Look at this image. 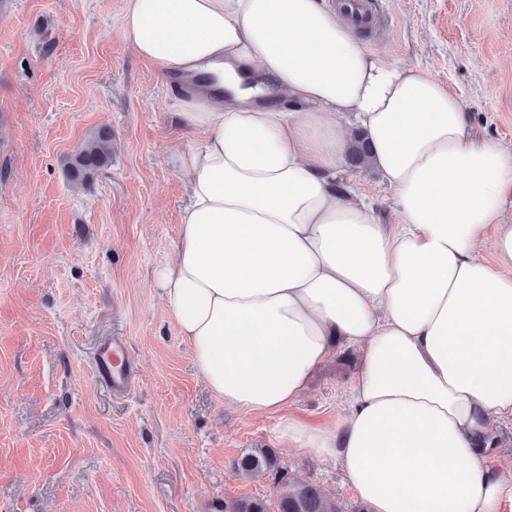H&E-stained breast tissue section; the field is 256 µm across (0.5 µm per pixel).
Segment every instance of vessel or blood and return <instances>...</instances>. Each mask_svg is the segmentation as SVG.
I'll use <instances>...</instances> for the list:
<instances>
[{"instance_id": "b4317fda", "label": "vessel or blood", "mask_w": 512, "mask_h": 512, "mask_svg": "<svg viewBox=\"0 0 512 512\" xmlns=\"http://www.w3.org/2000/svg\"><path fill=\"white\" fill-rule=\"evenodd\" d=\"M92 374L113 397L125 398L134 393L139 384V369L131 357L126 337L112 335L99 342Z\"/></svg>"}]
</instances>
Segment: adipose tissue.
<instances>
[{"label": "adipose tissue", "mask_w": 512, "mask_h": 512, "mask_svg": "<svg viewBox=\"0 0 512 512\" xmlns=\"http://www.w3.org/2000/svg\"><path fill=\"white\" fill-rule=\"evenodd\" d=\"M122 28L203 134L175 153L188 202L155 278L211 391L279 414V440L334 458L373 512H498L477 443L512 417V149L332 0H127ZM356 132L397 223L337 187ZM338 337L362 365L322 429L288 409Z\"/></svg>", "instance_id": "adipose-tissue-1"}]
</instances>
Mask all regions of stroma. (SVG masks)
I'll list each match as a JSON object with an SVG mask.
<instances>
[{
  "instance_id": "1",
  "label": "stroma",
  "mask_w": 512,
  "mask_h": 512,
  "mask_svg": "<svg viewBox=\"0 0 512 512\" xmlns=\"http://www.w3.org/2000/svg\"><path fill=\"white\" fill-rule=\"evenodd\" d=\"M127 0H0V512H224L243 497L276 503L271 476L233 461L271 448L287 473L343 512L359 496L333 458L291 448L277 415L225 404L198 373L155 269L180 242L186 177L173 160L199 135L157 71L125 41ZM362 40L428 72L464 104L478 137L512 145V0H378ZM112 159L91 184L61 158L100 128ZM381 223L397 214L372 168L345 170ZM122 335L141 382L125 399L97 385L98 342ZM361 354L337 341L291 408L340 423ZM480 455L507 477L512 420Z\"/></svg>"
}]
</instances>
